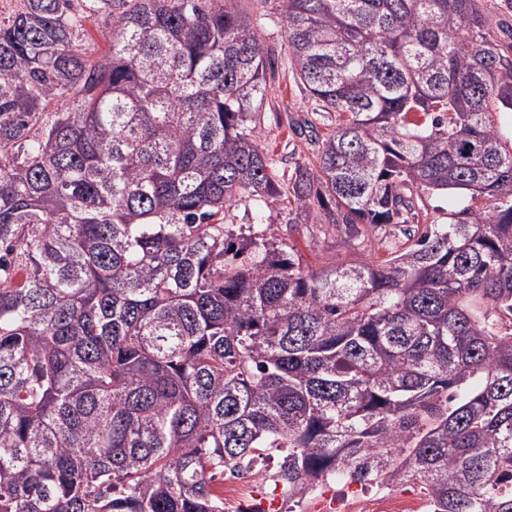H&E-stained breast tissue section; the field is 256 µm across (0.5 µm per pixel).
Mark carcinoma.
Listing matches in <instances>:
<instances>
[{"label": "carcinoma", "mask_w": 512, "mask_h": 512, "mask_svg": "<svg viewBox=\"0 0 512 512\" xmlns=\"http://www.w3.org/2000/svg\"><path fill=\"white\" fill-rule=\"evenodd\" d=\"M87 2L94 59L72 0L0 23V512H224L273 452L290 499L512 512V0H284L287 171L273 0ZM290 197L365 260L230 239ZM104 21L103 16H92L84 21L88 37L84 38L82 48L87 52V56L97 58L107 50V44L102 36V32L105 30ZM256 34L268 44L279 43L277 44L278 50H280V43L283 44L277 65L279 78L277 76L276 81L271 82L270 87V97L275 107L272 108L271 112H266L264 124L258 129V136L263 144L268 145L275 152V155L282 159L283 164L280 165L289 169L288 165H291L289 162L292 161V154H308L309 145L289 130L286 123V112L297 116V114L306 112L309 104L288 72V49L284 31L280 24L270 23L258 27ZM283 66L286 69L285 75ZM377 487L361 488L356 484H349L343 480L329 481L327 485L319 484L314 487L307 498L299 506H295L292 501H288V494L282 493V486L280 485L276 490V500L274 507L276 511L269 512H289L288 510H295L294 512H315L319 504L325 503L326 500L334 501L336 507H342V501L358 502L356 507L344 509L341 512H427L428 504L425 500V491L421 485L416 481L406 482L404 484L390 487V489H383L386 492L391 491L397 494L403 493L411 497L421 498L413 499L402 496H390L379 498L373 502H362L369 498ZM361 501V502H359ZM340 504V505H338Z\"/></svg>", "instance_id": "carcinoma-1"}]
</instances>
